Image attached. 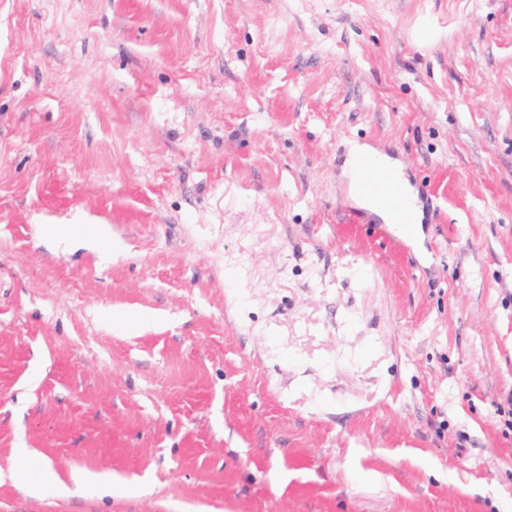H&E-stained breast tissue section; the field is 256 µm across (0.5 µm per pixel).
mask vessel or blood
<instances>
[{
	"mask_svg": "<svg viewBox=\"0 0 512 512\" xmlns=\"http://www.w3.org/2000/svg\"><path fill=\"white\" fill-rule=\"evenodd\" d=\"M362 191L383 201L391 224L403 226L411 221L409 194L399 182L393 169L377 163L371 151H363L355 159Z\"/></svg>",
	"mask_w": 512,
	"mask_h": 512,
	"instance_id": "vessel-or-blood-1",
	"label": "vessel or blood"
}]
</instances>
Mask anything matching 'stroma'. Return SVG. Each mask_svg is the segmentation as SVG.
<instances>
[{"label":"stroma","instance_id":"stroma-1","mask_svg":"<svg viewBox=\"0 0 512 512\" xmlns=\"http://www.w3.org/2000/svg\"><path fill=\"white\" fill-rule=\"evenodd\" d=\"M511 395L512 0H0V512H512ZM360 176L362 191L383 201L391 225L404 226L411 223L410 195L399 182L393 169L376 162V156L369 150L355 159Z\"/></svg>","mask_w":512,"mask_h":512}]
</instances>
